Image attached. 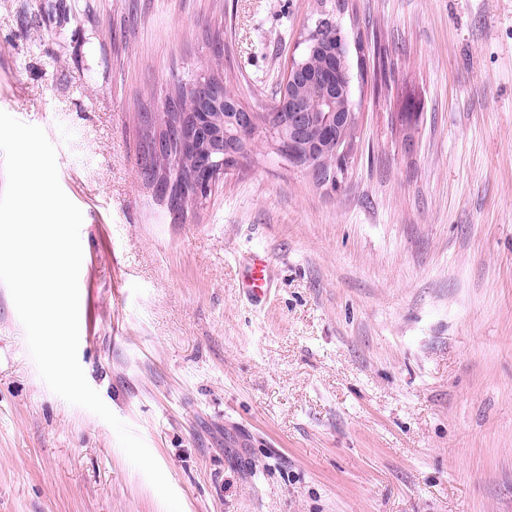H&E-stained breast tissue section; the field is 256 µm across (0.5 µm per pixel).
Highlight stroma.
<instances>
[{
    "label": "stroma",
    "instance_id": "stroma-1",
    "mask_svg": "<svg viewBox=\"0 0 512 512\" xmlns=\"http://www.w3.org/2000/svg\"><path fill=\"white\" fill-rule=\"evenodd\" d=\"M335 5L0 0V110L83 214L78 361L183 512H512V0L337 11L366 65L335 188L261 142L176 220L137 175L142 110L211 70L269 111ZM0 512H166L41 379L1 283ZM269 266V259L266 253L255 252L249 259L247 291L250 300L255 304L261 303L270 292Z\"/></svg>",
    "mask_w": 512,
    "mask_h": 512
}]
</instances>
